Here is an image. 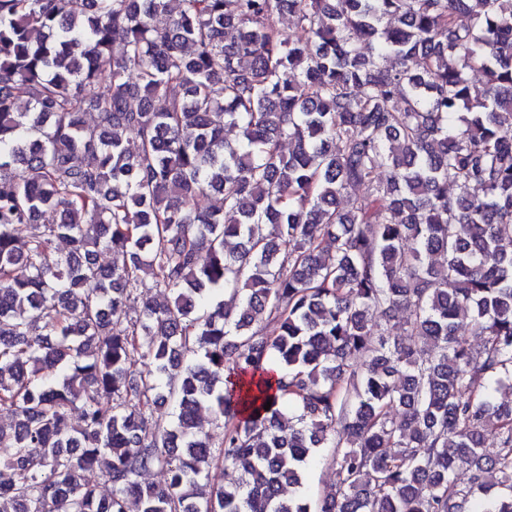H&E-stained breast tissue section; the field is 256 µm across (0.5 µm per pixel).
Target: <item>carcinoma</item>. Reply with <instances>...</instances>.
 <instances>
[{
    "label": "carcinoma",
    "mask_w": 512,
    "mask_h": 512,
    "mask_svg": "<svg viewBox=\"0 0 512 512\" xmlns=\"http://www.w3.org/2000/svg\"><path fill=\"white\" fill-rule=\"evenodd\" d=\"M179 2L0 0V512H512V0ZM332 451L331 448H323L308 469L303 491L313 499H316L326 486H331L335 482Z\"/></svg>",
    "instance_id": "1"
}]
</instances>
